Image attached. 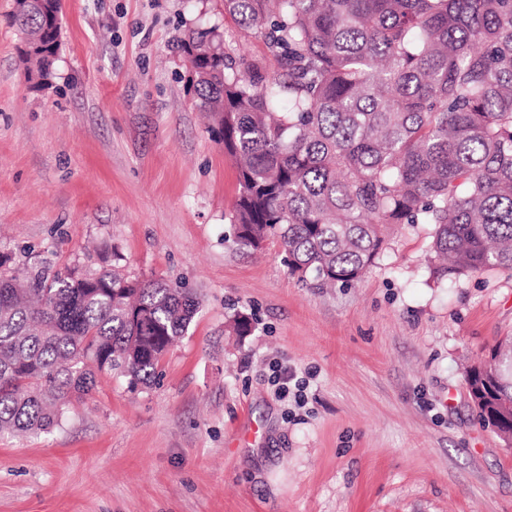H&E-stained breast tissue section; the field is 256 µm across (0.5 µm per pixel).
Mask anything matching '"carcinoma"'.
I'll use <instances>...</instances> for the list:
<instances>
[{
  "instance_id": "obj_1",
  "label": "carcinoma",
  "mask_w": 512,
  "mask_h": 512,
  "mask_svg": "<svg viewBox=\"0 0 512 512\" xmlns=\"http://www.w3.org/2000/svg\"><path fill=\"white\" fill-rule=\"evenodd\" d=\"M276 62L224 52L216 27L183 49L199 108L238 169L231 240H275L297 281H358L391 224L432 226L441 277L512 270V0H224ZM11 22L42 43L41 85L61 41L47 11L15 0ZM0 253V433L57 426L115 372L151 386L199 307L188 289L117 267L19 281ZM238 336L254 328L237 312ZM479 422L512 431V352L471 374Z\"/></svg>"
}]
</instances>
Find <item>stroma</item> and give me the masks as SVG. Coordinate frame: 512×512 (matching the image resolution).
I'll return each instance as SVG.
<instances>
[{"label":"stroma","mask_w":512,"mask_h":512,"mask_svg":"<svg viewBox=\"0 0 512 512\" xmlns=\"http://www.w3.org/2000/svg\"><path fill=\"white\" fill-rule=\"evenodd\" d=\"M0 0V251L26 266L164 279L201 307L160 380L102 372L50 432L0 437V512H512V447L466 371L512 337V272L437 280L431 227H391L346 287L289 275L226 235L237 172L180 47L217 27L274 70L224 0H62L48 86L27 82ZM255 330L234 336L237 311ZM301 389L280 394L274 366Z\"/></svg>","instance_id":"stroma-1"}]
</instances>
